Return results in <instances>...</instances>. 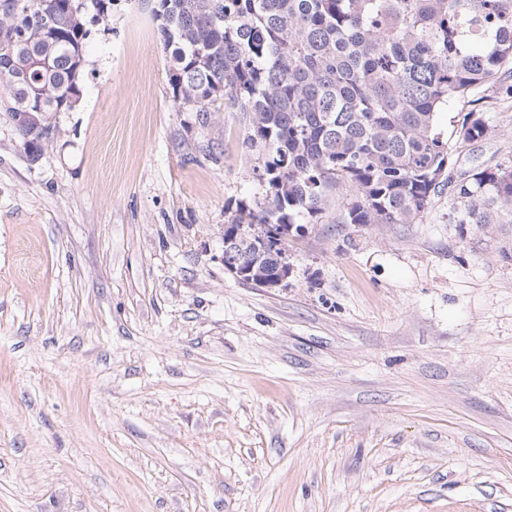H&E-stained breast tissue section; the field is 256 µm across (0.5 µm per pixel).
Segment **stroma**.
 <instances>
[{
	"instance_id": "35a3bbf8",
	"label": "stroma",
	"mask_w": 512,
	"mask_h": 512,
	"mask_svg": "<svg viewBox=\"0 0 512 512\" xmlns=\"http://www.w3.org/2000/svg\"><path fill=\"white\" fill-rule=\"evenodd\" d=\"M155 5L89 23L38 161L0 112V512H512V224L454 210L512 166V70L439 113L417 223L336 187L256 288L224 269L245 117L178 108Z\"/></svg>"
}]
</instances>
